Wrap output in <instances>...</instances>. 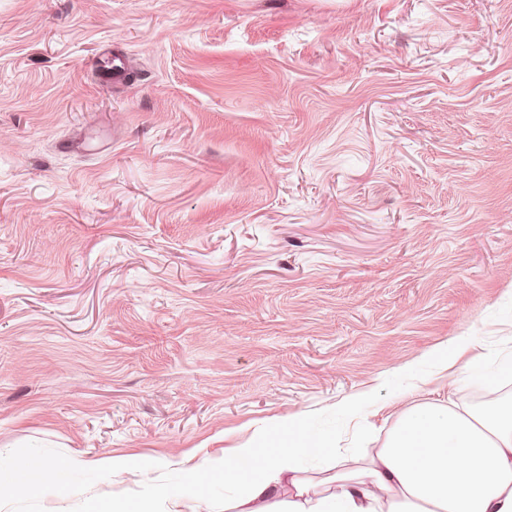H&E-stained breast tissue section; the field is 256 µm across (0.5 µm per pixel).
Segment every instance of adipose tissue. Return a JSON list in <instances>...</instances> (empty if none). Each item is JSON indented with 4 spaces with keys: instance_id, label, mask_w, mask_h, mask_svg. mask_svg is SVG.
<instances>
[{
    "instance_id": "1",
    "label": "adipose tissue",
    "mask_w": 512,
    "mask_h": 512,
    "mask_svg": "<svg viewBox=\"0 0 512 512\" xmlns=\"http://www.w3.org/2000/svg\"><path fill=\"white\" fill-rule=\"evenodd\" d=\"M333 445L304 417L278 420L231 455L200 459L180 487L156 485L101 512H154L159 501L197 498L215 481L233 494L224 512H512V402L483 410L452 402L414 405L367 461L311 490L299 476L302 465ZM70 468L67 461L24 459L0 470V491L62 495Z\"/></svg>"
}]
</instances>
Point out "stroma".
I'll return each mask as SVG.
<instances>
[{
  "label": "stroma",
  "mask_w": 512,
  "mask_h": 512,
  "mask_svg": "<svg viewBox=\"0 0 512 512\" xmlns=\"http://www.w3.org/2000/svg\"><path fill=\"white\" fill-rule=\"evenodd\" d=\"M511 290L512 0H0V469L146 461L0 512L176 486L295 414L319 482L468 401L423 355L512 351ZM479 344L478 340L472 338H464L455 340L454 343L448 348V343L444 344L441 347L435 349V353L427 355L424 354L423 358H433L438 360L441 363L442 368L450 369L451 366H448V362L454 359L457 356H460L465 351L469 350L474 345Z\"/></svg>",
  "instance_id": "stroma-1"
}]
</instances>
